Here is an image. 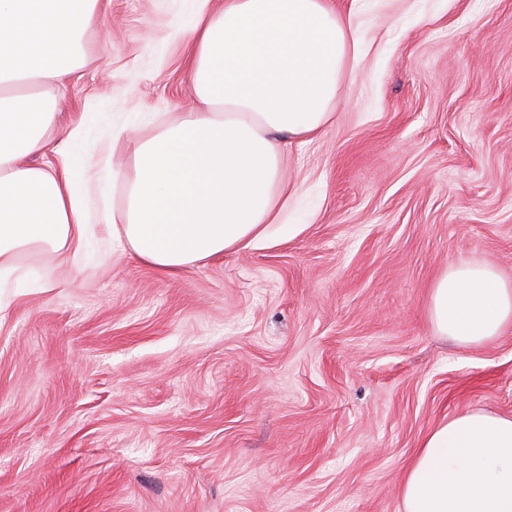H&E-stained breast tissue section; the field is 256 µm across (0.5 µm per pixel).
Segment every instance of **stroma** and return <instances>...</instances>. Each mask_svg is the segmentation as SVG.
Masks as SVG:
<instances>
[{
    "label": "stroma",
    "instance_id": "35a3bbf8",
    "mask_svg": "<svg viewBox=\"0 0 512 512\" xmlns=\"http://www.w3.org/2000/svg\"><path fill=\"white\" fill-rule=\"evenodd\" d=\"M335 3L362 52L284 153L287 223L174 275L98 217L138 142L201 106L194 0H112L64 94L42 82L53 147L85 122L101 189L80 265L31 248L0 284V512H401L426 432L512 416V327L460 346L429 319L449 264L512 280V0Z\"/></svg>",
    "mask_w": 512,
    "mask_h": 512
}]
</instances>
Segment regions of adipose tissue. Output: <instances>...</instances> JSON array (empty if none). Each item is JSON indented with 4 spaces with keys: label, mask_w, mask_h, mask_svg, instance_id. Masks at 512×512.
<instances>
[{
    "label": "adipose tissue",
    "mask_w": 512,
    "mask_h": 512,
    "mask_svg": "<svg viewBox=\"0 0 512 512\" xmlns=\"http://www.w3.org/2000/svg\"><path fill=\"white\" fill-rule=\"evenodd\" d=\"M111 0H0V282L21 251L82 248L88 223L75 154L47 152L55 121L43 80L78 68V40ZM189 75L203 112L141 142L112 239L174 273L247 250L278 223L284 140L312 141L329 122L353 16L333 0H196ZM438 335L478 345L512 324V282L456 262L436 281ZM403 512H512V416L471 410L429 430L400 488Z\"/></svg>",
    "instance_id": "obj_1"
}]
</instances>
